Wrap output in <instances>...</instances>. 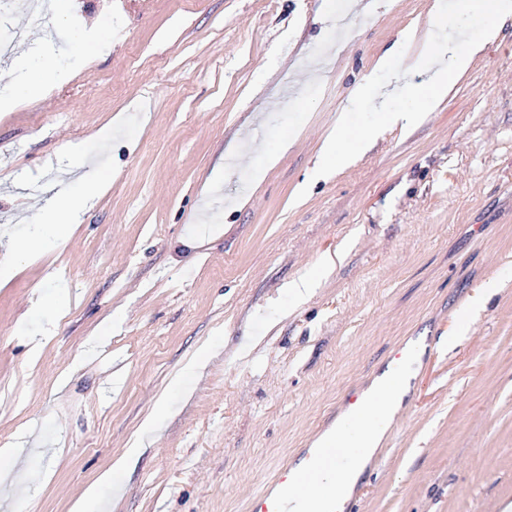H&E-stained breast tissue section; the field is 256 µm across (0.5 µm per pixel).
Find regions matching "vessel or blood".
Segmentation results:
<instances>
[{
	"label": "vessel or blood",
	"instance_id": "obj_1",
	"mask_svg": "<svg viewBox=\"0 0 512 512\" xmlns=\"http://www.w3.org/2000/svg\"><path fill=\"white\" fill-rule=\"evenodd\" d=\"M416 353V348L409 344L393 349L389 364L380 374L377 393L394 395L404 391V382L414 368ZM372 402L369 396H350L347 401L350 426L359 429L370 427L369 407ZM344 436V431H337L329 444L303 449L298 460L282 465L271 484L251 499L248 512H359L353 493L339 492L332 487L312 488L307 484L309 476L325 466H335L343 473L358 463V456L336 454L335 449Z\"/></svg>",
	"mask_w": 512,
	"mask_h": 512
}]
</instances>
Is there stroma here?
<instances>
[{"mask_svg":"<svg viewBox=\"0 0 512 512\" xmlns=\"http://www.w3.org/2000/svg\"><path fill=\"white\" fill-rule=\"evenodd\" d=\"M353 2L0 16V35L23 33L0 62L17 98L0 112V267L16 266L0 280V446L23 444L0 456V512H71L92 486L100 512H247L406 340L420 358L354 486L363 512L512 502V31L326 177L337 120L354 135L380 118L354 85L412 80L378 69L388 46L485 27L454 0H374L358 22ZM47 58L62 81L18 89ZM89 170L92 209L47 232L48 198ZM301 278L314 287L298 302ZM204 345L215 355L187 373ZM160 400L171 412L136 465L98 484Z\"/></svg>","mask_w":512,"mask_h":512,"instance_id":"obj_1","label":"stroma"}]
</instances>
